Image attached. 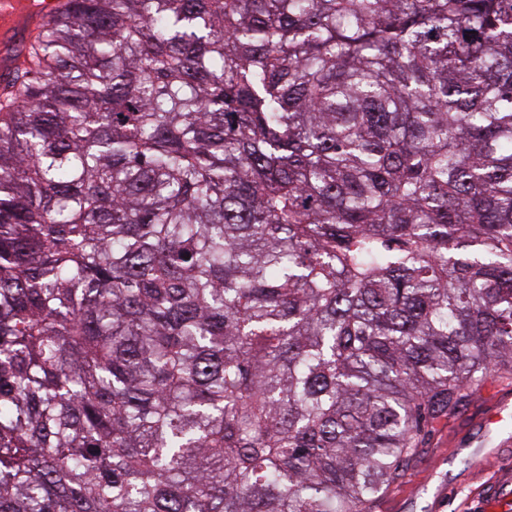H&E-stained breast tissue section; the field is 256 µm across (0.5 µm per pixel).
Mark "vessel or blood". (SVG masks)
Segmentation results:
<instances>
[{
  "instance_id": "1",
  "label": "vessel or blood",
  "mask_w": 512,
  "mask_h": 512,
  "mask_svg": "<svg viewBox=\"0 0 512 512\" xmlns=\"http://www.w3.org/2000/svg\"><path fill=\"white\" fill-rule=\"evenodd\" d=\"M61 0H0V77H7L13 58L21 51L32 30L57 14ZM512 421V403L500 402L482 417L485 430L505 427Z\"/></svg>"
}]
</instances>
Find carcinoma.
Here are the masks:
<instances>
[{"instance_id": "carcinoma-1", "label": "carcinoma", "mask_w": 512, "mask_h": 512, "mask_svg": "<svg viewBox=\"0 0 512 512\" xmlns=\"http://www.w3.org/2000/svg\"><path fill=\"white\" fill-rule=\"evenodd\" d=\"M512 376V0H64L0 90V512H374Z\"/></svg>"}]
</instances>
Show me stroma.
<instances>
[{
	"mask_svg": "<svg viewBox=\"0 0 512 512\" xmlns=\"http://www.w3.org/2000/svg\"><path fill=\"white\" fill-rule=\"evenodd\" d=\"M512 399V380H488L482 389L450 416L430 421L423 450L404 478L377 503L375 512H431L440 481L450 491L441 512H482L492 494L512 491V446L493 447L479 423L501 399ZM483 448L480 465H465V458Z\"/></svg>",
	"mask_w": 512,
	"mask_h": 512,
	"instance_id": "35a3bbf8",
	"label": "stroma"
}]
</instances>
